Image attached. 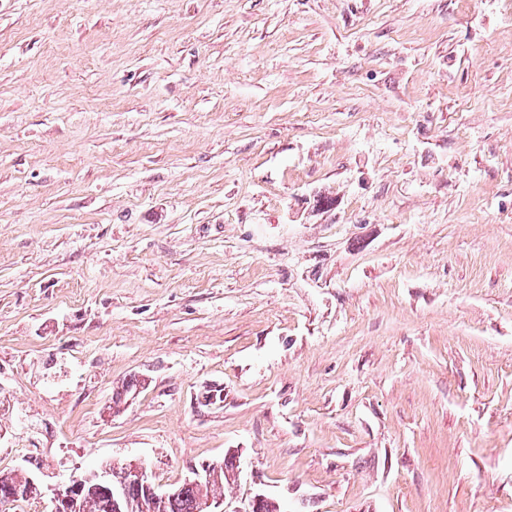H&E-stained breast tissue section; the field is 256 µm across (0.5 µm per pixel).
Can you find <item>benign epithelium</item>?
<instances>
[{
	"mask_svg": "<svg viewBox=\"0 0 512 512\" xmlns=\"http://www.w3.org/2000/svg\"><path fill=\"white\" fill-rule=\"evenodd\" d=\"M191 478L199 480H212L219 477L221 470L219 465L213 461H203L197 465L190 466ZM138 483L143 490L144 500L139 504L133 505V509L145 508L144 502L157 503L178 493L179 487H173L168 490H161L154 483L152 475L149 474L146 466L135 463L126 470L120 477L111 476V471L107 468L102 472H78L68 479V481L59 486L49 489L52 503L51 512H77L82 503V494L84 487L97 482H109L112 484V497L117 512H122L126 507L122 488L127 482ZM266 499V495L258 493L250 500L244 501L238 505H233L223 499L209 501L204 505V512H257L259 507Z\"/></svg>",
	"mask_w": 512,
	"mask_h": 512,
	"instance_id": "1",
	"label": "benign epithelium"
}]
</instances>
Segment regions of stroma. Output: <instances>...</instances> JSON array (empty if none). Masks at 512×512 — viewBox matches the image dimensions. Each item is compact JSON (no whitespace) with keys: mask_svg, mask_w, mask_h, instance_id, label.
Returning <instances> with one entry per match:
<instances>
[{"mask_svg":"<svg viewBox=\"0 0 512 512\" xmlns=\"http://www.w3.org/2000/svg\"><path fill=\"white\" fill-rule=\"evenodd\" d=\"M230 449L229 500L512 512L500 0H0V470Z\"/></svg>","mask_w":512,"mask_h":512,"instance_id":"1","label":"stroma"}]
</instances>
